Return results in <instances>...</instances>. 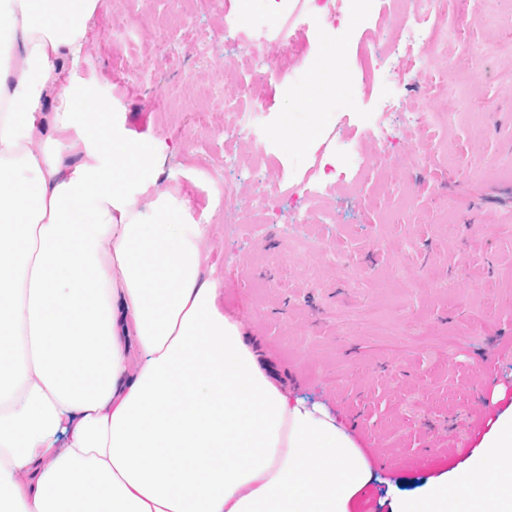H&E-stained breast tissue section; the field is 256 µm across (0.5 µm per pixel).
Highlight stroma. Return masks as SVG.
Listing matches in <instances>:
<instances>
[{"mask_svg": "<svg viewBox=\"0 0 512 512\" xmlns=\"http://www.w3.org/2000/svg\"><path fill=\"white\" fill-rule=\"evenodd\" d=\"M269 7L209 0L189 17L172 0H99L76 78L100 107L81 119L149 145L156 182L140 209L151 214L155 198L169 195L209 225L221 309L261 341L275 378L326 406L362 449L374 480L355 512H391L394 499L459 471L512 406V0H441L447 40L395 60L367 58L372 39L387 42L395 26L388 0H368L328 46L310 2L271 34L266 75L255 66L223 72L183 53L204 35L237 40L225 16ZM116 18L131 39L115 34ZM156 24L168 39L163 69L151 48ZM428 55L438 64L414 85ZM322 58L345 78L316 108L294 91ZM241 79L269 114L265 176L314 199L304 215L309 248L275 223L251 235L224 230L203 165L253 148L245 138L225 142L222 99L199 96L202 84L229 92ZM391 94L400 111L379 116ZM381 126L395 138L386 155L373 144ZM291 129L313 131L312 143L289 146ZM349 137L365 153L347 170L357 189L341 194L320 163Z\"/></svg>", "mask_w": 512, "mask_h": 512, "instance_id": "35a3bbf8", "label": "stroma"}]
</instances>
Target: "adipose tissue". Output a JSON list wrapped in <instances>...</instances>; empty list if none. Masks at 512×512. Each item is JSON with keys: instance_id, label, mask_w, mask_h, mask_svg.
<instances>
[{"instance_id": "obj_1", "label": "adipose tissue", "mask_w": 512, "mask_h": 512, "mask_svg": "<svg viewBox=\"0 0 512 512\" xmlns=\"http://www.w3.org/2000/svg\"><path fill=\"white\" fill-rule=\"evenodd\" d=\"M98 4L0 0V512H351L373 471L220 310L209 225L145 220L148 146L77 121ZM489 473L471 512H512V408L392 512Z\"/></svg>"}]
</instances>
